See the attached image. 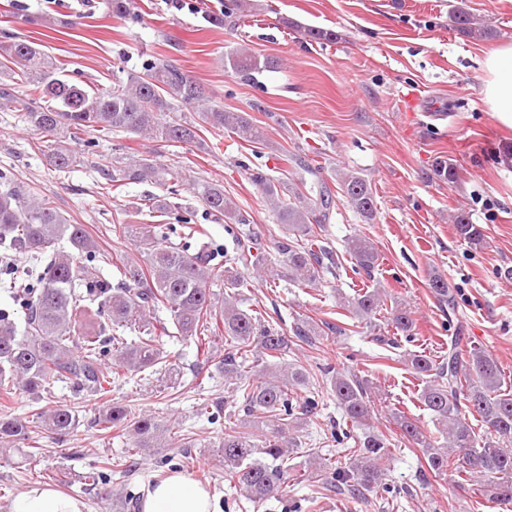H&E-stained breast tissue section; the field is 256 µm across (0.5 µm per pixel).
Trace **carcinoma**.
Here are the masks:
<instances>
[{"label": "carcinoma", "instance_id": "1", "mask_svg": "<svg viewBox=\"0 0 512 512\" xmlns=\"http://www.w3.org/2000/svg\"><path fill=\"white\" fill-rule=\"evenodd\" d=\"M241 12L240 0H224V13L215 22L234 26ZM452 21L457 32L467 38L486 40L496 33L463 7L454 9ZM303 36L318 43L338 39L336 32L316 28L304 29ZM274 67V61L261 60L243 47L224 57V68L247 83L257 82L258 74ZM206 100L199 83L159 58L146 60L141 71L129 72L125 79L116 78L110 89H91L85 82L65 76L64 69L40 44L19 36L0 41V111L19 113L29 129L47 142L46 160L59 172L81 163L77 144L83 141L82 135L91 132L134 134L161 143L197 142V122L176 115L182 108L196 109L199 119L216 130L226 129L246 142H262V131L244 113L207 105ZM90 166L116 187L149 181L175 193L169 186L172 171L150 159L124 161L99 154ZM433 171L447 183L453 184L459 177L456 164L445 157L435 160ZM250 176L287 227L288 238L277 250L293 280L302 286L319 283L337 264L329 239L312 227L317 214L318 224L330 221L335 204L331 189L322 184L310 198L299 187H290L287 202L262 168L251 169ZM339 185L359 216L367 222L375 218V196L366 180L347 174ZM196 190L213 216L233 224L246 223L224 195V186L203 181L196 184ZM157 207L181 225L186 243L159 242L150 224H117L115 232L131 240L137 254H117L110 261L100 255L84 225L69 223L52 201L27 194L10 172L0 171V259H8L13 252H36L44 262L39 272H16L0 282V288L26 282L22 293L24 334L17 335L8 313L0 311V405L9 407L19 390L38 397L58 382L72 383L87 396L97 395L109 378L105 363L109 356L116 358L120 368L139 375L158 373L174 386L180 369L168 361L159 343V337L169 333L167 323L202 352L210 350V325L220 323L227 346L224 377L243 392L245 419L231 420L224 415L221 402L212 405L207 417L215 424L224 421L219 447L229 485L252 503L261 504L288 487L290 476L283 462L293 453L294 441L286 431L319 406L313 396L298 400L296 388L304 384L306 375L303 368L292 367L283 359L298 344L312 346L315 337L340 333L342 328L329 321H304L287 336L271 323L267 312L242 309L240 289L249 283L239 267L259 259L265 251L263 240L249 235L238 251L224 252L194 231L192 213L165 200ZM453 224L461 239L482 246L483 231L466 212L454 214ZM62 238L69 242L70 251L53 249ZM346 251L359 274L369 276L378 265L377 251L362 236L348 238ZM108 261L119 275L115 284L100 276V263ZM215 283L224 286L220 298L211 289ZM429 287L448 310H456L458 302L447 279L433 275ZM342 305L354 316L368 320L383 310L385 301L374 289L346 298ZM160 307L169 313V321L149 315ZM387 314L386 322L411 338L410 309L398 303ZM132 327L140 337L129 343L122 331ZM408 362L413 372L427 377L419 402L435 417L445 444L438 445L436 438L399 410L391 416L403 437L422 448L433 474L454 466L470 481L487 479L483 491L489 501L512 502V390L502 388L497 361L456 335L441 359L413 353ZM257 367L261 368L258 381L243 384ZM327 373L343 422L354 427L367 421L376 398L368 381L339 369ZM474 413L484 428L482 435L466 418ZM93 424L101 431L122 430L132 437L135 448L190 447L173 427L159 425L129 406L100 412ZM77 425L78 414L67 407L40 412L30 420L5 413L0 416V442L25 441L34 427L65 435ZM331 437L339 442L354 441L355 450L349 465L332 469L329 487L345 492L350 499L380 490L401 497L400 491H392L386 483L389 444L383 435L357 436L337 424L331 427ZM131 467L128 456L108 458L80 476V481L96 486L113 475L127 477Z\"/></svg>", "mask_w": 512, "mask_h": 512}]
</instances>
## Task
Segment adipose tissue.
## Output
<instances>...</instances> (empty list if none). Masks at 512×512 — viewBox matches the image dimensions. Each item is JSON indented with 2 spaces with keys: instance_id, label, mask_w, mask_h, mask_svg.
<instances>
[{
  "instance_id": "obj_1",
  "label": "adipose tissue",
  "mask_w": 512,
  "mask_h": 512,
  "mask_svg": "<svg viewBox=\"0 0 512 512\" xmlns=\"http://www.w3.org/2000/svg\"><path fill=\"white\" fill-rule=\"evenodd\" d=\"M484 73L485 104L500 125L512 128V42L487 53ZM11 512H86V505L49 487H32L15 497ZM141 512H219V502L210 490L176 472L147 490Z\"/></svg>"
}]
</instances>
